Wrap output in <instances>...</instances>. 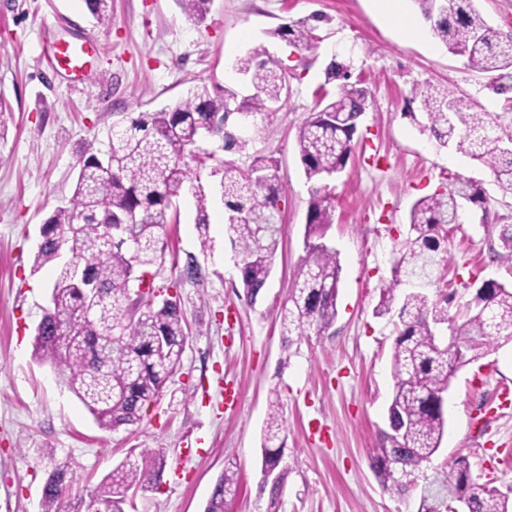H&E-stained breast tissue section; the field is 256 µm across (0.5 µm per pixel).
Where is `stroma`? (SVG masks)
<instances>
[{
    "label": "stroma",
    "instance_id": "35a3bbf8",
    "mask_svg": "<svg viewBox=\"0 0 512 512\" xmlns=\"http://www.w3.org/2000/svg\"><path fill=\"white\" fill-rule=\"evenodd\" d=\"M112 21L98 24L85 0H0V102L9 109L0 138V512H41L55 461L78 466L79 489L94 490L133 448H162L161 483L129 497L125 512H204L215 480L234 465L238 492L229 512H418L427 477L466 456L475 483L512 491V345L489 350L459 369L445 394L446 429L424 476L405 491L384 490L370 466L386 428L393 377L394 315H376L380 288L409 236L416 200L458 181L486 194L449 225L453 257L449 315H462L486 279L512 286V261L492 260L499 232L512 225V195L492 173L432 138L413 90L445 85L512 134V101L493 91L496 75L469 68L430 30L406 34L376 0H212L203 22L178 0H112ZM323 14L314 47L271 39L281 24ZM88 47L83 74L71 79L50 61L53 44ZM263 45L288 75L287 97L242 127L249 166L273 158L288 188L278 204L280 244L257 301L240 299L235 253L224 235V205L210 209L209 245L201 247L195 200L176 198L167 225L168 255L155 265L157 288L176 289L188 339L180 369L142 421L114 431L92 416L34 356V329L50 301L54 268L34 269L38 228L71 197L83 146L106 149L115 125L154 112L195 86L216 83L239 96L254 89L233 68ZM341 54L371 97L356 148L333 183L328 237L341 277L331 335L284 345L280 311L303 256L310 185L297 147L298 126L315 101L334 93L325 69ZM202 269L184 279L188 260ZM238 400L224 402L225 390ZM285 404L284 450L271 497L262 468L261 433L271 390Z\"/></svg>",
    "mask_w": 512,
    "mask_h": 512
}]
</instances>
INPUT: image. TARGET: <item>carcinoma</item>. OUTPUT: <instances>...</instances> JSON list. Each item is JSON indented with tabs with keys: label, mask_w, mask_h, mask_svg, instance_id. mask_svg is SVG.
<instances>
[{
	"label": "carcinoma",
	"mask_w": 512,
	"mask_h": 512,
	"mask_svg": "<svg viewBox=\"0 0 512 512\" xmlns=\"http://www.w3.org/2000/svg\"><path fill=\"white\" fill-rule=\"evenodd\" d=\"M212 0H181L190 20L202 21ZM434 36L448 52L463 56L473 68L498 73L499 93L512 91V34L488 25L474 0H416ZM100 23L112 21L110 0H86ZM313 27L306 20L280 25L270 32L300 49H312ZM255 93L238 98L231 88L202 84L185 98L157 112L145 113L128 126L112 128L108 149L99 154L93 143L84 147L74 192L42 224V244L33 267L56 266L51 307L41 334L35 336L36 358L50 365L79 399L97 425L105 430L134 425L143 411L162 395L181 365L187 341L182 304L152 302L132 292L137 272L163 261L165 225L173 198L189 186L196 202V226L201 248L209 242L208 209L215 195L224 202V235L237 249L244 300L251 304L265 287L279 246L281 225L275 222L286 182L273 159L256 158L242 168L224 160L213 168L216 187L204 185L197 172L213 154L198 147L199 132L228 103L249 113L266 112L288 93L280 62L266 47H255L236 59ZM326 83L336 94L319 101L298 126L296 143L311 199L305 225L304 252L287 289L282 308L283 337L328 332L336 320L341 265L336 250L325 242L333 224L334 195L330 177L343 171L354 150L353 128L371 106L368 91L350 82L349 65L332 60ZM429 130L439 146L450 145L493 172L505 193L512 194V147L508 135L489 112L474 111L454 91L431 87L422 95ZM112 166L106 175L101 164ZM484 207L486 198L461 182L425 196L413 205L411 236L392 266V277L380 289L376 314L398 304L396 337L391 355L393 392L387 419L399 436L385 431L372 450V465L380 485L401 491L411 477L438 451L445 432V413L436 405L450 379L461 367L489 349L512 344V286L492 281L477 290L466 313L448 317V295L432 297L422 289L399 286L452 262L447 248L448 224L457 218L458 201ZM501 251L512 260V226L500 231ZM72 260L61 261L63 252ZM450 324L448 341L437 327ZM283 403L274 395L263 430L262 467L273 469L282 456ZM166 466L160 448L130 449L88 496L74 493L76 474L70 464L52 470L54 482L44 486L41 512H124L129 494L157 485ZM236 472L227 466L217 478L205 512H225L235 496ZM469 495V512H512V499L500 490L473 483L470 465L459 456L436 473L421 497V512H439L462 494Z\"/></svg>",
	"instance_id": "cac0c4a2"
}]
</instances>
